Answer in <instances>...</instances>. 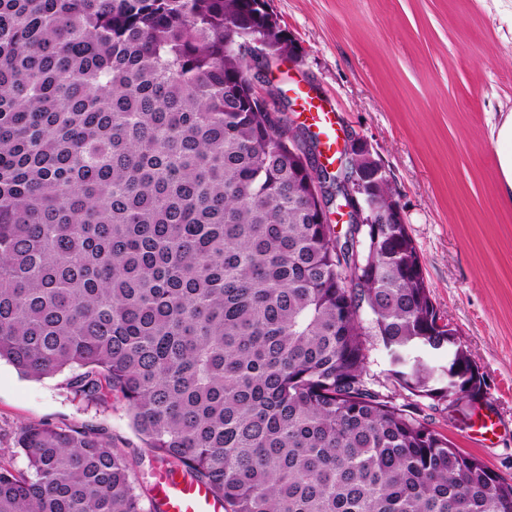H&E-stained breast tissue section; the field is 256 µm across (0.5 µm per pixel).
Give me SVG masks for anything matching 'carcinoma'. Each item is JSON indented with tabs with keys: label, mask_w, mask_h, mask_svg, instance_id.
Wrapping results in <instances>:
<instances>
[{
	"label": "carcinoma",
	"mask_w": 512,
	"mask_h": 512,
	"mask_svg": "<svg viewBox=\"0 0 512 512\" xmlns=\"http://www.w3.org/2000/svg\"><path fill=\"white\" fill-rule=\"evenodd\" d=\"M288 35L260 0H0V361L117 400L152 461L224 512H512V483L421 418L482 387L437 324L387 175L371 224L255 96ZM379 337L398 405L374 387ZM453 400H448V397ZM0 512H145L98 429L22 426ZM366 357V366L369 374L373 375L376 381L387 386L389 393L393 394L397 403H403L406 392L398 387L395 388L387 380L389 366L376 336L368 337Z\"/></svg>",
	"instance_id": "obj_1"
}]
</instances>
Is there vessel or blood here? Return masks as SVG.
<instances>
[{"label":"vessel or blood","instance_id":"1","mask_svg":"<svg viewBox=\"0 0 512 512\" xmlns=\"http://www.w3.org/2000/svg\"><path fill=\"white\" fill-rule=\"evenodd\" d=\"M298 119L315 129L322 139L323 158L333 161L336 155V118L322 98L300 86H292ZM156 512H224L221 500L198 481L176 472H163L151 488Z\"/></svg>","mask_w":512,"mask_h":512}]
</instances>
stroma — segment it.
Segmentation results:
<instances>
[{
  "label": "stroma",
  "mask_w": 512,
  "mask_h": 512,
  "mask_svg": "<svg viewBox=\"0 0 512 512\" xmlns=\"http://www.w3.org/2000/svg\"><path fill=\"white\" fill-rule=\"evenodd\" d=\"M297 48L263 72L311 89L385 168L421 255L432 302L483 376L465 422L425 407L433 429L512 483V199L496 134L512 113V0H268ZM65 375L39 381L0 363V464L25 469L20 426L88 424L144 487L158 472L126 408L73 400Z\"/></svg>",
  "instance_id": "stroma-1"
}]
</instances>
